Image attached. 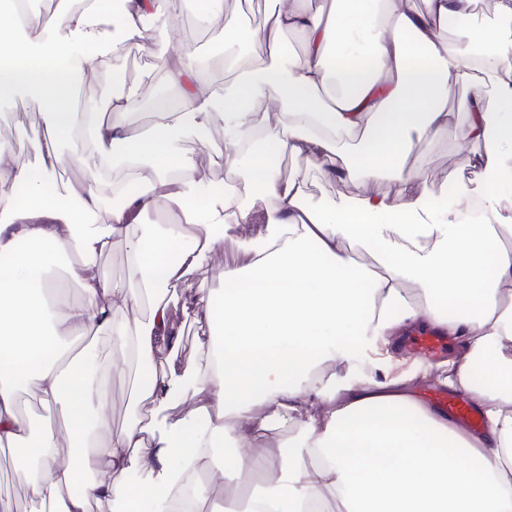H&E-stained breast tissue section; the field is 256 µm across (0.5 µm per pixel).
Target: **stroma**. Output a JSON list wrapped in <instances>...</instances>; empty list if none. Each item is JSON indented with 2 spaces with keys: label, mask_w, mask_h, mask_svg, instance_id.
Returning a JSON list of instances; mask_svg holds the SVG:
<instances>
[{
  "label": "stroma",
  "mask_w": 512,
  "mask_h": 512,
  "mask_svg": "<svg viewBox=\"0 0 512 512\" xmlns=\"http://www.w3.org/2000/svg\"><path fill=\"white\" fill-rule=\"evenodd\" d=\"M171 25L183 52L193 54L206 67L213 86H223L225 57L235 54L260 52L259 44L239 45L225 41L224 18L219 15L208 22H200L196 11H176ZM123 71L120 81L137 87L140 105L136 110L139 125L154 123L159 113L175 110L180 101L178 90L168 83L165 69L145 50L132 47L122 52ZM45 115L32 101L24 97L0 100V140L11 142L13 164L17 167L30 165L34 157L30 151V138L42 135ZM180 148L195 156L200 168L215 185H222L226 178L223 160L218 156L224 148V125L215 123L207 141L195 136L185 137ZM481 148L464 145L455 139L423 141L396 162V168L411 175L414 185L436 196L452 194L448 183L449 170H456L464 182L479 179L480 168L476 157ZM260 225L241 226L235 234L225 237L222 246L209 253L202 266L186 274L176 288L168 292L169 311L172 322L181 332L180 343L171 353H163L160 364L163 368L183 373L188 371L195 359L196 347L203 332V324L197 313L196 302L202 289L216 288L225 267L241 266L246 258L237 240L243 236H256ZM353 363L336 361L325 365L316 380V387H324L330 379H345L356 368H363L370 380H379L385 370H393L409 380L418 398H426L431 388L441 386L448 374L447 365L441 360L431 362H406L401 358L400 348H393L387 360L375 358L369 343H362ZM141 371L135 360H127L112 370L109 397L100 407L102 424L98 430L99 440H106L110 431L120 429L133 419L151 421L155 427L165 428L177 423L183 416L181 397L173 396L166 403L158 404L139 395ZM17 463L7 452L0 449V512H30L31 504L23 484L15 478Z\"/></svg>",
  "instance_id": "35a3bbf8"
}]
</instances>
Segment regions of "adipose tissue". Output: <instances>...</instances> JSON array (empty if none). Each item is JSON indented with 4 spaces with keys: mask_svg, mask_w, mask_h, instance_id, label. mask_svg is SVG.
<instances>
[{
    "mask_svg": "<svg viewBox=\"0 0 512 512\" xmlns=\"http://www.w3.org/2000/svg\"><path fill=\"white\" fill-rule=\"evenodd\" d=\"M475 0H273L263 25L223 15V0H198L204 17L223 15L224 32L264 44L223 92L189 56L172 57L168 24L176 0H82L76 8L29 10L0 0V99L25 95L46 116L31 139L33 168L8 163L0 142V447L22 461L37 512H89L121 503L123 512H171L206 500L197 476L213 449L242 448L276 429L303 427L296 450L280 452V474L230 495L228 512H512V224L500 217L512 188V0H499L491 41L494 65H476L475 39L447 43L438 25L469 16ZM298 33L304 52L286 49ZM151 44L180 91L177 111L152 128L129 121L135 91L112 98V119L78 105L76 85H109L120 48ZM112 58L111 70L100 62ZM471 89L458 109L455 88ZM224 123L225 166L235 180L215 190L179 140ZM360 141H351L354 131ZM84 137L70 154L85 173L79 191L60 198L57 146ZM479 144L477 185L449 171L453 199L398 180L393 163L422 138ZM301 159L328 182L398 183L396 200L365 193L309 204L301 174L284 178L272 156ZM133 172L122 202L104 210L98 180L114 158ZM265 208H257V201ZM150 211L174 214L165 233L133 244L122 281L96 274L114 239L128 237ZM263 223L243 243L250 261L224 270L223 285L203 290L208 327L190 377L158 367L176 348L168 290L237 227ZM389 247L376 270L358 267L348 246ZM73 256L68 273L80 292L50 294L51 264ZM154 293L148 318H116L111 297L137 308ZM425 322L460 340L447 383L482 414L487 433L471 439L420 405L403 381H346L306 389L324 364L351 361L363 336H392ZM101 336L110 357L74 353L80 336ZM136 358L142 391L165 403L182 393L187 410L165 429L133 420L94 436L86 413L108 396L115 359ZM490 378L471 384L475 368ZM46 409L66 406L71 447L57 451L51 422L29 433L19 392ZM151 450L138 454L143 442ZM149 475L133 484L131 470Z\"/></svg>",
    "mask_w": 512,
    "mask_h": 512,
    "instance_id": "adipose-tissue-1",
    "label": "adipose tissue"
}]
</instances>
